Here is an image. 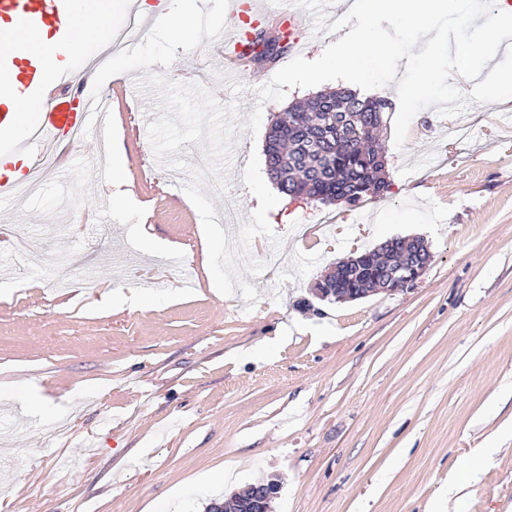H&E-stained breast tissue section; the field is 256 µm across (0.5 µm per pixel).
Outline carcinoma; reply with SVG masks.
<instances>
[{"label":"carcinoma","mask_w":512,"mask_h":512,"mask_svg":"<svg viewBox=\"0 0 512 512\" xmlns=\"http://www.w3.org/2000/svg\"><path fill=\"white\" fill-rule=\"evenodd\" d=\"M328 112H318L306 100L285 112L286 135H268L266 170L281 193L304 191L321 203L341 201L357 207L378 195L370 185L388 188L384 169L376 163L381 152L376 132L382 113L391 103L386 98H362L351 89L328 92ZM411 252L401 238L380 251L371 252L365 262L347 270L340 287L357 292L362 288H385L391 274L409 263L425 261Z\"/></svg>","instance_id":"cac0c4a2"}]
</instances>
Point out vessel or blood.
Returning <instances> with one entry per match:
<instances>
[{"mask_svg":"<svg viewBox=\"0 0 512 512\" xmlns=\"http://www.w3.org/2000/svg\"><path fill=\"white\" fill-rule=\"evenodd\" d=\"M150 15L137 13L134 0H125V20H138L140 34H147L156 18L166 13L169 0H152ZM78 0H0V17L15 28L9 38H0V92L24 104L23 116L0 113V157H18L17 173L0 171V199L14 197L24 184L32 182L41 162L57 149L74 140L76 133L101 125H89L90 99L81 85L80 58L70 55L64 63L49 67L50 55L58 54L80 32ZM51 31L57 44L32 49L22 54L21 45ZM224 68L239 74L246 46L235 31L225 32L220 42Z\"/></svg>","mask_w":512,"mask_h":512,"instance_id":"vessel-or-blood-1","label":"vessel or blood"}]
</instances>
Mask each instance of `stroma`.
Returning <instances> with one entry per match:
<instances>
[{"mask_svg": "<svg viewBox=\"0 0 512 512\" xmlns=\"http://www.w3.org/2000/svg\"><path fill=\"white\" fill-rule=\"evenodd\" d=\"M142 75L105 83L128 110L102 121L148 238L136 210L103 209L93 144L0 201V512H206L270 478L273 512H512V100L470 104L463 138L421 110L401 152L384 112L388 190L281 197V250L250 244L268 267L248 313L213 285L184 172L154 157ZM340 86L288 89L238 136L227 237L258 206L242 173L273 113ZM413 236L433 255L413 287L313 299L336 262Z\"/></svg>", "mask_w": 512, "mask_h": 512, "instance_id": "obj_1", "label": "stroma"}]
</instances>
